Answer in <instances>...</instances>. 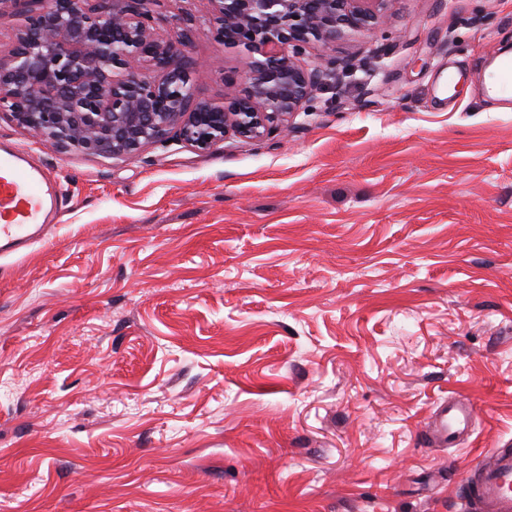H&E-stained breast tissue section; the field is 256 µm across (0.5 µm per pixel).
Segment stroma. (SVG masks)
<instances>
[{
    "instance_id": "obj_1",
    "label": "stroma",
    "mask_w": 512,
    "mask_h": 512,
    "mask_svg": "<svg viewBox=\"0 0 512 512\" xmlns=\"http://www.w3.org/2000/svg\"><path fill=\"white\" fill-rule=\"evenodd\" d=\"M198 99L242 88L205 0H154ZM512 0H396L288 132L61 154L0 273V512H468L512 448ZM450 398L476 413L426 438Z\"/></svg>"
}]
</instances>
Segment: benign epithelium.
I'll return each instance as SVG.
<instances>
[{
    "instance_id": "7a95c632",
    "label": "benign epithelium",
    "mask_w": 512,
    "mask_h": 512,
    "mask_svg": "<svg viewBox=\"0 0 512 512\" xmlns=\"http://www.w3.org/2000/svg\"><path fill=\"white\" fill-rule=\"evenodd\" d=\"M120 2L0 0L21 7L12 44L0 48V112L51 149L102 158H132L173 131L200 150L229 135L262 140L354 66L308 65V48L371 34L396 0H207L216 36L245 60V88L219 101L196 99L150 0Z\"/></svg>"
}]
</instances>
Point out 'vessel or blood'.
Wrapping results in <instances>:
<instances>
[{
  "label": "vessel or blood",
  "instance_id": "1",
  "mask_svg": "<svg viewBox=\"0 0 512 512\" xmlns=\"http://www.w3.org/2000/svg\"><path fill=\"white\" fill-rule=\"evenodd\" d=\"M56 176L31 154L0 143V257L15 255L33 241L46 239L63 209ZM470 404L451 400L435 414L430 434L441 444H454L468 434ZM473 512H512V451L485 456L472 487Z\"/></svg>",
  "mask_w": 512,
  "mask_h": 512
}]
</instances>
